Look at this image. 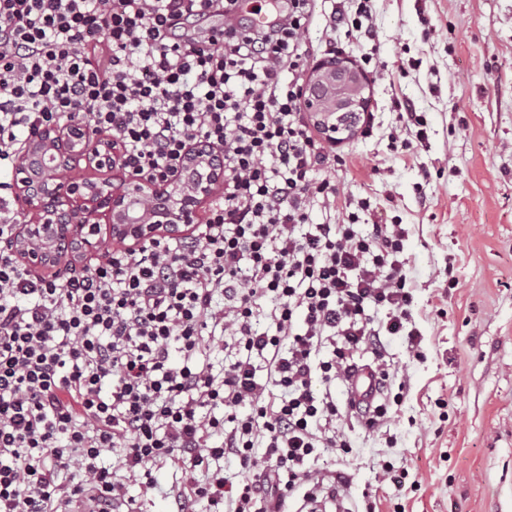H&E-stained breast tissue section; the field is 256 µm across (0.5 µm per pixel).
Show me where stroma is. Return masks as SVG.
Here are the masks:
<instances>
[{"label":"stroma","mask_w":512,"mask_h":512,"mask_svg":"<svg viewBox=\"0 0 512 512\" xmlns=\"http://www.w3.org/2000/svg\"><path fill=\"white\" fill-rule=\"evenodd\" d=\"M333 8L314 0L306 42L317 59L340 53L370 73V117L336 143L335 209L312 220L402 225L422 356L388 337L386 361L406 383L397 412L373 433L338 420L350 452L321 449L311 500L285 510L333 512L342 474L351 512H512V0H373L372 41L332 28ZM408 108L422 129L402 128ZM362 199L369 209L353 211ZM153 475L146 492L129 480L133 512H169L186 482L169 464Z\"/></svg>","instance_id":"1"}]
</instances>
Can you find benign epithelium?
Masks as SVG:
<instances>
[{
  "label": "benign epithelium",
  "instance_id": "1",
  "mask_svg": "<svg viewBox=\"0 0 512 512\" xmlns=\"http://www.w3.org/2000/svg\"><path fill=\"white\" fill-rule=\"evenodd\" d=\"M369 84L354 63L343 56L317 62L301 89L303 108L318 132L331 142L336 135H352V125H337L336 117L361 112L369 101ZM30 150H39L43 163L39 183L27 165L16 167L13 187L25 203L16 226L17 251L29 268L45 267L60 259L64 243L74 246L79 258L98 254L103 238L119 244L142 246L164 233H176L198 223L199 206L218 182L224 169L214 155L188 153L184 167L158 184L128 171L119 147L98 149V140L69 126L38 131ZM84 164L118 178L66 180L58 162ZM108 215V224L98 217Z\"/></svg>",
  "mask_w": 512,
  "mask_h": 512
}]
</instances>
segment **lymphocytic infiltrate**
Wrapping results in <instances>:
<instances>
[{"label": "lymphocytic infiltrate", "instance_id": "lymphocytic-infiltrate-1", "mask_svg": "<svg viewBox=\"0 0 512 512\" xmlns=\"http://www.w3.org/2000/svg\"><path fill=\"white\" fill-rule=\"evenodd\" d=\"M213 4L0 0V167L65 123L118 139L127 168L154 182L190 145L224 155V194L190 236L41 277L14 252L0 182V512H69L90 493L113 512L128 497L109 448L149 489L159 463L238 461L236 488L213 472L174 492V512L201 498L213 512H280L318 449L350 448L318 385L348 382L367 350L381 395L361 405L363 428L403 399L384 355L413 303L403 229L310 221L336 186L300 108L309 0H272L277 20L261 28L184 39L181 21Z\"/></svg>", "mask_w": 512, "mask_h": 512}]
</instances>
